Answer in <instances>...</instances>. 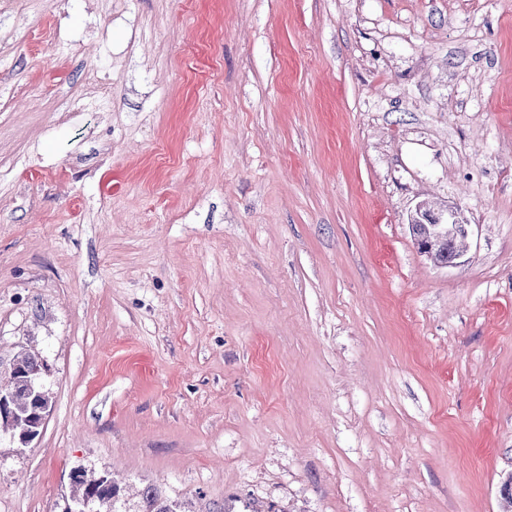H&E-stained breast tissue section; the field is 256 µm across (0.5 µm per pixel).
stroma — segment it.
I'll return each instance as SVG.
<instances>
[{
    "label": "stroma",
    "mask_w": 512,
    "mask_h": 512,
    "mask_svg": "<svg viewBox=\"0 0 512 512\" xmlns=\"http://www.w3.org/2000/svg\"><path fill=\"white\" fill-rule=\"evenodd\" d=\"M472 229L421 255L419 201ZM0 512H512V0H0ZM15 367L16 373L21 376L18 380L16 379L14 382V387L11 390H1L0 385V394L5 393L7 391H11L13 393V403L11 408V396L7 394L0 395V426L3 428H13L15 422V415L12 411L14 410L17 416V425L11 430L14 437L19 436L20 433L30 429L31 427V415L35 411V405L38 400L46 401L44 394V386L42 389L41 397H33L28 391L24 382L26 379H31L36 381V377L41 374L44 369V364L39 360L36 355H32L29 353H25L18 357L13 364ZM41 378L38 376V379ZM51 406L50 396L48 398V403L39 402L37 409L34 413L36 421L34 422V427L27 431L24 435L20 436V443L24 446L30 444L38 435L39 428H41L44 424L46 415ZM103 475L88 476L85 470H80L73 477L71 472L75 486L73 512H129L122 510L120 503L124 494L121 482L113 476L104 479ZM141 510L137 512H185L181 504L167 496L155 485L146 486L141 493Z\"/></svg>",
    "instance_id": "35a3bbf8"
}]
</instances>
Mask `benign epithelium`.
I'll use <instances>...</instances> for the list:
<instances>
[{"instance_id":"1","label":"benign epithelium","mask_w":512,"mask_h":512,"mask_svg":"<svg viewBox=\"0 0 512 512\" xmlns=\"http://www.w3.org/2000/svg\"><path fill=\"white\" fill-rule=\"evenodd\" d=\"M409 226L418 251L440 268L459 264L467 247L470 225L460 219L458 209L450 207L446 213H436L422 201L410 215ZM51 403H39L34 413V427L20 436V443L30 444L44 424ZM15 415L11 408V396L0 395V426L13 428Z\"/></svg>"}]
</instances>
